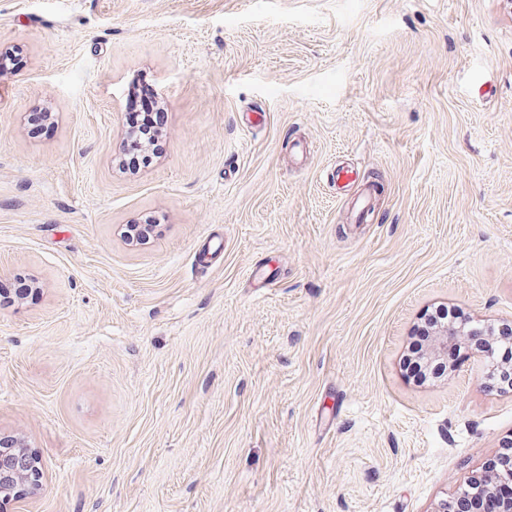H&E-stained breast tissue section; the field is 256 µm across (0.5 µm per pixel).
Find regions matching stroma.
I'll use <instances>...</instances> for the list:
<instances>
[{"label":"stroma","instance_id":"35a3bbf8","mask_svg":"<svg viewBox=\"0 0 512 512\" xmlns=\"http://www.w3.org/2000/svg\"><path fill=\"white\" fill-rule=\"evenodd\" d=\"M0 48V512H433L512 440L488 360L402 366L512 321V0H0ZM125 126L128 138L125 142L123 162L130 167L140 169L146 163L150 151L165 135V128L160 124L159 112L165 109L154 93L153 84L147 76H140L134 81L126 101ZM456 315L448 309V322ZM437 319L429 321L428 336L429 342L424 353V360L432 365L434 362H443L446 366L454 362L460 355V348H448V346H461L470 349L479 356L492 357V352L498 340V329L500 326L488 325L482 328L469 326V322L461 321L456 325H449ZM0 493L7 495L18 485L31 484L37 474L36 461L21 437L0 441ZM10 448V449H4Z\"/></svg>","mask_w":512,"mask_h":512}]
</instances>
